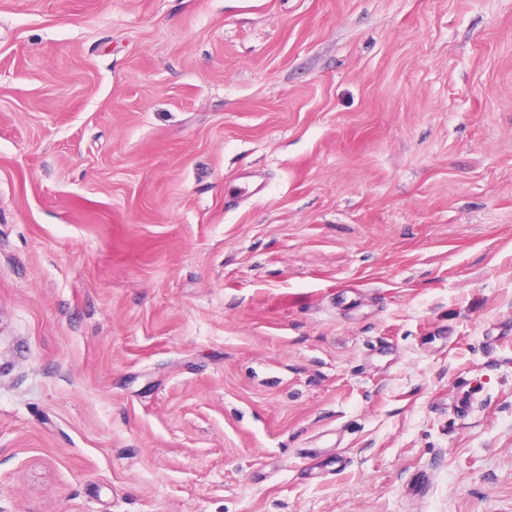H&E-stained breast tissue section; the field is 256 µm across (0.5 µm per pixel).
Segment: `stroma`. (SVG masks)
Listing matches in <instances>:
<instances>
[{"instance_id":"35a3bbf8","label":"stroma","mask_w":512,"mask_h":512,"mask_svg":"<svg viewBox=\"0 0 512 512\" xmlns=\"http://www.w3.org/2000/svg\"><path fill=\"white\" fill-rule=\"evenodd\" d=\"M0 512H512V0H0Z\"/></svg>"}]
</instances>
